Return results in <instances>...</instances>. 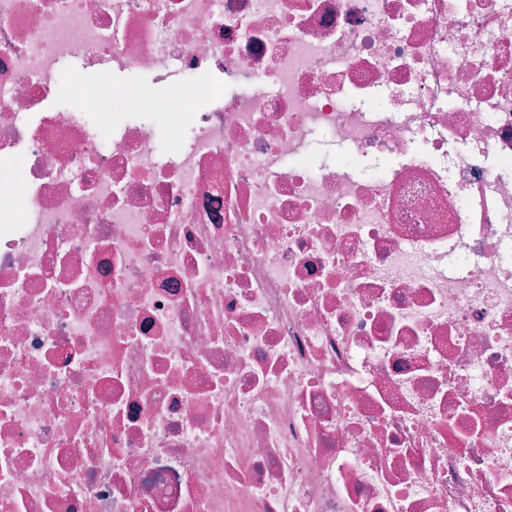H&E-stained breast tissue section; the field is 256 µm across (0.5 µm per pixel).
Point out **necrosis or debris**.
Here are the masks:
<instances>
[{
	"label": "necrosis or debris",
	"instance_id": "obj_1",
	"mask_svg": "<svg viewBox=\"0 0 512 512\" xmlns=\"http://www.w3.org/2000/svg\"><path fill=\"white\" fill-rule=\"evenodd\" d=\"M0 512H512V0H0ZM71 66L61 70L59 76L60 101L76 106L83 89L91 88L102 96L103 103L109 110L117 111L118 98L123 90L138 87L153 100L156 112L170 114L176 106V98L181 87L180 76H158L157 73L133 72L112 75L111 70L85 73L79 85L71 81Z\"/></svg>",
	"mask_w": 512,
	"mask_h": 512
}]
</instances>
